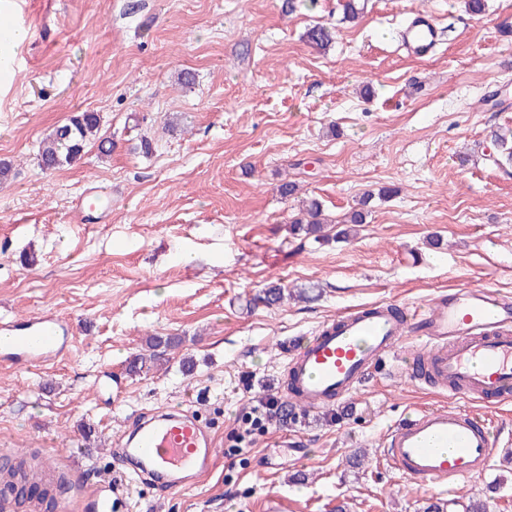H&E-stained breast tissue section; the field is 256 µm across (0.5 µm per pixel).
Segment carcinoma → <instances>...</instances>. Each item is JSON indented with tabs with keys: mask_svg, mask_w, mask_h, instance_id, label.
<instances>
[{
	"mask_svg": "<svg viewBox=\"0 0 512 512\" xmlns=\"http://www.w3.org/2000/svg\"><path fill=\"white\" fill-rule=\"evenodd\" d=\"M306 37L317 47H324L332 41L330 31L321 25L309 28ZM101 122L100 115L95 112L73 113L66 123L57 126L41 139L36 154L38 166L44 171H54L74 165L81 160L85 148L96 138L99 139L100 151L104 154L111 153L112 140L100 136ZM492 138L499 148V157L495 159V163L502 167L511 164L512 145L509 144L507 136L495 131L492 133ZM370 200L369 194L362 197L359 207L345 215L342 223L346 224V227L338 230L336 236L347 239L354 231V226L365 223L368 214L366 207ZM326 224L328 220L323 217L321 202L313 199L309 202L303 216L291 222L290 231L294 235L312 236L327 242L329 236L324 234ZM284 298L285 288L277 281H270L258 294L250 298L249 304L269 307L281 303ZM178 344L179 341L171 337L149 338L146 342L147 352L138 355L133 360L131 368L141 370L149 364L154 365L160 362L165 352ZM26 466L27 462L22 460L6 469L0 467V473L5 472L10 476V480L3 484L0 492L10 494L18 501L32 500L44 508V512H54L55 497L50 494L49 489L26 480Z\"/></svg>",
	"mask_w": 512,
	"mask_h": 512,
	"instance_id": "cac0c4a2",
	"label": "carcinoma"
}]
</instances>
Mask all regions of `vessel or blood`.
<instances>
[{
	"label": "vessel or blood",
	"mask_w": 512,
	"mask_h": 512,
	"mask_svg": "<svg viewBox=\"0 0 512 512\" xmlns=\"http://www.w3.org/2000/svg\"><path fill=\"white\" fill-rule=\"evenodd\" d=\"M414 53H429L437 27L415 15L401 33ZM71 327L51 317L31 319L27 332L0 336V354L34 360L64 353ZM420 339L409 377L452 397L501 402L512 397V297L485 287L435 296L424 312L390 302L349 309L322 326L287 364L286 395L315 410L345 398L403 336ZM389 469L425 488H453L484 474L494 438L486 417L458 406L420 409L384 436ZM208 426L183 412H162L134 425L114 458L117 469L136 464L154 483L174 489L195 482L214 464Z\"/></svg>",
	"instance_id": "1"
}]
</instances>
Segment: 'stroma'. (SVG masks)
<instances>
[{"label": "stroma", "mask_w": 512, "mask_h": 512, "mask_svg": "<svg viewBox=\"0 0 512 512\" xmlns=\"http://www.w3.org/2000/svg\"><path fill=\"white\" fill-rule=\"evenodd\" d=\"M363 3L350 22L343 0H12L27 37L0 79V161L13 166L0 320L52 314L73 335L45 367L0 357V448L81 477L69 512H97L103 485L112 512H467L473 498L512 512V401L485 412L499 441L482 476L419 489L387 467L386 430L453 401L406 379L418 341L330 410L283 392L288 346L349 307L512 293V173L490 140L512 130V0L479 15L466 0ZM416 12L438 30L423 58L400 42ZM316 24L334 36L327 50L306 39ZM83 111L101 115L111 156L91 145L41 171L40 138ZM367 191L348 241L291 234L302 200L339 219ZM271 280L313 298L247 309ZM150 336L181 344L131 371ZM268 395L278 414L246 430ZM172 407L201 417L217 451L198 483L164 492L112 454L133 422Z\"/></svg>", "instance_id": "obj_1"}]
</instances>
